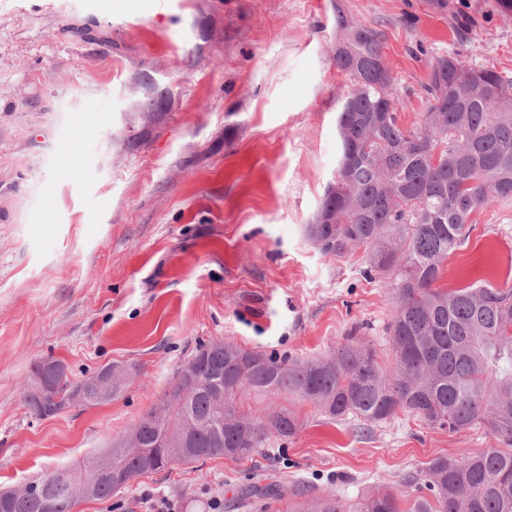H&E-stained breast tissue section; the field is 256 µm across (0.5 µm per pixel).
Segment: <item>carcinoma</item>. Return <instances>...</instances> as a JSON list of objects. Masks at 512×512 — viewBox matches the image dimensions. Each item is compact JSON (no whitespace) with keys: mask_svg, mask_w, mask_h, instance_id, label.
<instances>
[{"mask_svg":"<svg viewBox=\"0 0 512 512\" xmlns=\"http://www.w3.org/2000/svg\"><path fill=\"white\" fill-rule=\"evenodd\" d=\"M336 67L350 80L337 113L341 153L336 193L322 207L333 224H310L325 254L365 253L363 275L392 279L398 306L388 326L391 362L355 336L323 359L288 361L223 343L200 346L177 372L165 403L145 413L130 436L112 442L87 472L62 468L31 481L22 495L0 490V512H72L84 496L106 499L117 489L112 468L130 478L174 464L215 457L245 460L273 438L293 437L294 411L284 406L265 419L240 413L243 395H292L336 420L386 423L409 413L451 433L483 428L504 444L476 454L436 456L407 474L414 492L407 510L390 493L358 502L333 494L296 502L289 512H512V286L490 283L448 291L436 286L444 262L472 230L481 206L512 201V78L443 55L430 65L426 109L419 124H399L404 102L384 60L382 33L336 10ZM56 362L34 365L24 401L50 418L123 392L126 367L112 365V386L91 374L58 379ZM253 499L280 501L276 483L255 486Z\"/></svg>","mask_w":512,"mask_h":512,"instance_id":"carcinoma-1","label":"carcinoma"}]
</instances>
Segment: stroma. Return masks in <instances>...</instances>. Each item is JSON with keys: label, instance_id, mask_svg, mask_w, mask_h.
Returning <instances> with one entry per match:
<instances>
[{"label": "stroma", "instance_id": "1", "mask_svg": "<svg viewBox=\"0 0 512 512\" xmlns=\"http://www.w3.org/2000/svg\"><path fill=\"white\" fill-rule=\"evenodd\" d=\"M340 9L383 32L404 126L421 118L433 57L512 76V14L495 0H0V488L87 468L209 342L300 360L352 334L389 359V280L307 232L339 156ZM86 25L108 43L73 36ZM147 75L171 91L149 119L133 110ZM471 219L442 288L512 273V201ZM47 357L73 381L109 363L132 377L110 402L40 420L23 392ZM283 405L300 430L254 459L143 475L73 512H247L245 488L272 481L405 502L406 473L498 444L406 414L364 430L291 398L239 402L254 417Z\"/></svg>", "mask_w": 512, "mask_h": 512}]
</instances>
